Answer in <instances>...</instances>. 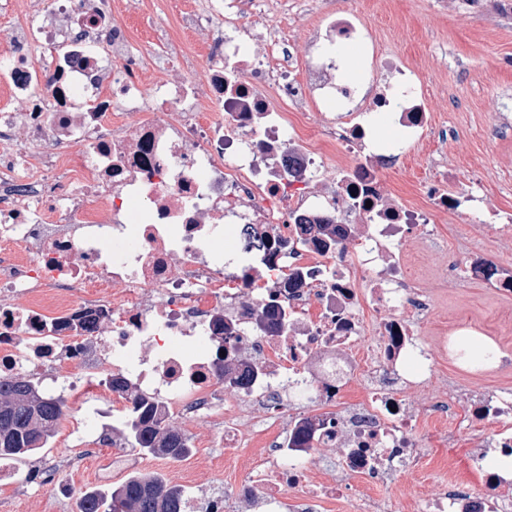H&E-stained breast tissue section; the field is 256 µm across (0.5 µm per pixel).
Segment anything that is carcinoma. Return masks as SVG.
<instances>
[{
    "label": "carcinoma",
    "instance_id": "obj_1",
    "mask_svg": "<svg viewBox=\"0 0 512 512\" xmlns=\"http://www.w3.org/2000/svg\"><path fill=\"white\" fill-rule=\"evenodd\" d=\"M247 248L270 247L269 239L246 225ZM68 406L61 397L45 396L29 380H0V459L36 454L55 436ZM122 438L133 449L178 460L190 453L184 435L173 428L154 403L132 398ZM183 489L155 474L132 477L105 494L89 490L78 512H186Z\"/></svg>",
    "mask_w": 512,
    "mask_h": 512
}]
</instances>
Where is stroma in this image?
<instances>
[{"instance_id":"1","label":"stroma","mask_w":512,"mask_h":512,"mask_svg":"<svg viewBox=\"0 0 512 512\" xmlns=\"http://www.w3.org/2000/svg\"><path fill=\"white\" fill-rule=\"evenodd\" d=\"M266 22L295 55L321 26L325 14L352 12L371 27L381 54H398L424 72L428 107L438 124L452 128L453 139L444 151L456 176L448 187L484 197L492 209L512 211V136L494 137L490 131L500 116L501 99L512 100V0H263ZM112 16L125 23L136 55H152L145 69L147 83L167 78L160 46L176 34L195 55L206 45L204 35L183 29L182 14L204 9L206 0H111ZM447 247L427 251L421 238L407 239L401 248L431 291L434 315L422 327V336L435 329L474 331L493 341L497 359L493 371L452 360L429 384L405 392L409 404L430 403L442 393H453V423L458 432L444 440L443 427L425 421L420 429L422 462L412 473L379 487L386 507L433 492L447 478L479 487L469 464V450L481 441L480 428L467 422L472 395L499 386L512 387V293L484 282L444 278L443 272L461 264L469 254L479 255L493 268H512V237L499 235L484 219L441 218L437 224ZM99 413L102 427L119 434L122 423L106 393L88 398L82 409H69L47 448L24 460H6L8 472L0 481V512H77L79 491H111L127 474L110 463L118 451L112 445L93 447L80 428L83 410ZM186 435L193 451L175 461L140 454L138 473H153L201 499L219 487H231L233 465L214 445L213 426L202 420L189 423Z\"/></svg>"}]
</instances>
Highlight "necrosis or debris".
<instances>
[{
    "label": "necrosis or debris",
    "instance_id": "obj_1",
    "mask_svg": "<svg viewBox=\"0 0 512 512\" xmlns=\"http://www.w3.org/2000/svg\"><path fill=\"white\" fill-rule=\"evenodd\" d=\"M236 8L182 18L218 33L206 67L170 38L178 69L150 86L108 0H49L11 32L0 141L22 146L0 153V376L51 369L65 395L73 369L88 379L111 359L113 407L135 394L166 420L211 421L242 471L232 494L254 512L346 500L385 512L377 488L418 467L423 421L454 406L404 397L460 339H421L434 298L398 253L410 236L438 243L430 224L463 213L445 189L440 146L452 132L437 127L419 72L380 55L358 16L326 15L293 81L287 50L262 55L240 35L260 0ZM346 42L385 82L346 77L329 51ZM330 97L339 114L317 156L302 143L306 106ZM385 112L397 136L381 141L363 117ZM425 145L417 202L390 197L385 175ZM228 224L257 225L274 250L238 252V272H226ZM303 224L334 225L335 245ZM354 238L358 250L337 260L336 244ZM222 360L238 363L241 382L222 376ZM468 408L488 432L471 451L482 487L452 480L395 512H512V391ZM257 443L265 457H248ZM317 448L335 449V462L316 466Z\"/></svg>",
    "mask_w": 512,
    "mask_h": 512
}]
</instances>
